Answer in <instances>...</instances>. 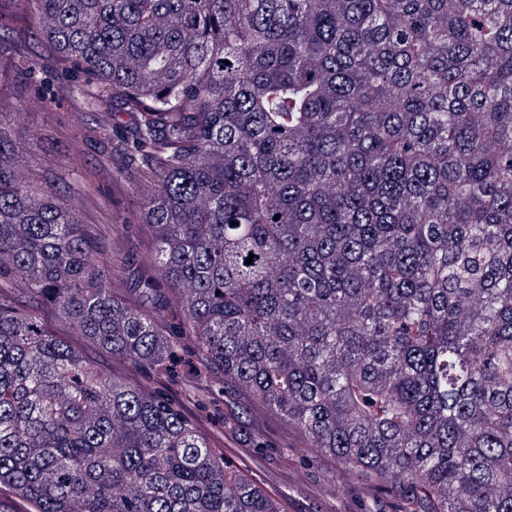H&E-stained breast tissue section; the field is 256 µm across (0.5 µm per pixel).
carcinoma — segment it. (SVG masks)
<instances>
[{
	"mask_svg": "<svg viewBox=\"0 0 512 512\" xmlns=\"http://www.w3.org/2000/svg\"><path fill=\"white\" fill-rule=\"evenodd\" d=\"M17 2L92 75L66 91L122 135L156 244L117 296L0 111V485L35 512H281L46 306L135 369L190 343L220 374L182 381L201 411L232 387L414 512H512V0Z\"/></svg>",
	"mask_w": 512,
	"mask_h": 512,
	"instance_id": "obj_1",
	"label": "carcinoma"
}]
</instances>
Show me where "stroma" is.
Returning <instances> with one entry per match:
<instances>
[{
	"instance_id": "obj_1",
	"label": "stroma",
	"mask_w": 512,
	"mask_h": 512,
	"mask_svg": "<svg viewBox=\"0 0 512 512\" xmlns=\"http://www.w3.org/2000/svg\"><path fill=\"white\" fill-rule=\"evenodd\" d=\"M27 27L12 0H0V33L34 58L43 81L61 88L76 80V73L66 69L47 42L29 40ZM11 63L9 55L0 56V106L6 111L5 122H12L14 113L22 115L25 137L32 144L35 183L52 188L82 223L111 225V237L100 242V267L111 269L116 244L128 258L146 265L154 240L140 222L139 200L130 192L121 155L104 163L108 148L92 116L79 114L77 104L63 95L36 103ZM209 412L218 420L232 416L265 438V448H249L228 428L217 449L232 470L276 499L283 512H403L402 502L361 473L311 450L298 428L236 390H227Z\"/></svg>"
}]
</instances>
